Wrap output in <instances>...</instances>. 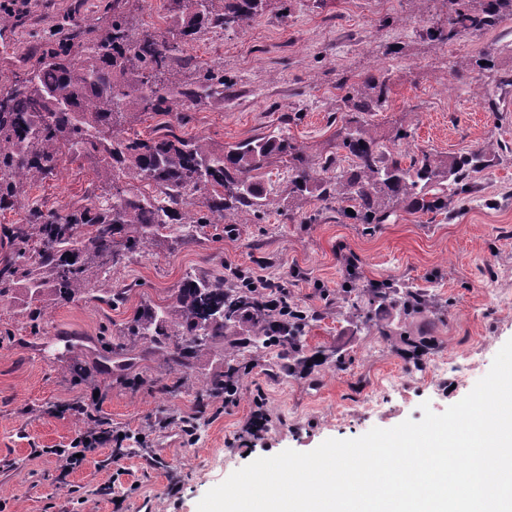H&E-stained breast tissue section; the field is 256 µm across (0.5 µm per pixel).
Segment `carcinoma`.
Here are the masks:
<instances>
[{
    "mask_svg": "<svg viewBox=\"0 0 512 512\" xmlns=\"http://www.w3.org/2000/svg\"><path fill=\"white\" fill-rule=\"evenodd\" d=\"M268 0H166L174 24L159 31L140 30L128 13L112 11L111 22L87 37L73 34L45 39L47 48L24 76L0 87V211L22 204L26 186L57 175L61 160L93 156L106 171L84 202L62 214L39 206L28 209L23 224L4 230L10 252L0 261V298L24 281L30 298L112 304L121 294L91 284L88 274L108 270L162 239L187 240L211 224L236 223L242 214L265 211L274 199L258 181V171L277 162L288 166L290 193L310 195L325 205L353 210L367 224H382L396 207L407 204L423 213L448 207V188H461L485 166L480 147L458 160L432 152L404 157L383 151L360 116L386 102V79L371 75L372 94L354 101L355 116L338 133L336 149L353 161L351 171L338 169V157L310 159L303 147L278 132L224 145L215 150L202 138L183 137L174 124L184 117L174 105L224 101L229 81L224 71L197 67V76L182 77L188 67L186 45L202 28L234 30L253 20ZM446 22L429 28L431 38L448 41L463 32L496 27L512 15V0H444ZM131 112L169 116L165 133L148 140L126 134ZM193 217H187L190 207ZM222 277L188 278L164 304H145L127 322L126 334L148 340L165 370L184 367L208 342L228 347L224 374L205 387L231 397L241 360L247 352H274L271 366L288 362V370L305 366L302 337L309 315L297 306L277 310L261 293L243 284L225 287ZM340 299L362 323L372 322V307L398 306L411 317L431 307L425 288L384 281L365 284L348 277ZM246 322L250 335L239 338ZM182 328L183 337L164 342L167 328Z\"/></svg>",
    "mask_w": 512,
    "mask_h": 512,
    "instance_id": "carcinoma-1",
    "label": "carcinoma"
}]
</instances>
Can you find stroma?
I'll list each match as a JSON object with an SVG mask.
<instances>
[{
	"label": "stroma",
	"mask_w": 512,
	"mask_h": 512,
	"mask_svg": "<svg viewBox=\"0 0 512 512\" xmlns=\"http://www.w3.org/2000/svg\"><path fill=\"white\" fill-rule=\"evenodd\" d=\"M446 13L442 0H271L247 27L198 32L187 56L223 67L233 87L223 102L185 106L178 134L220 149L279 131L325 155L365 77L381 74L386 102L366 121L385 150L452 158L482 147L490 164L447 209L401 208L382 224L289 195L287 168L273 166L261 180L275 203L260 217L155 243L112 268L121 301L51 302L36 330L25 289L0 299V512H79L81 498L93 512H197L211 488L255 459L418 421L422 403L440 413L473 389L472 378L438 390L418 379L436 356L464 365L480 344L498 350L512 339V16L430 40L427 28ZM111 18L112 0H29L0 33V85L36 62L54 29L100 30ZM100 169L87 158L62 161L57 177L28 186L23 208L0 211V226L21 223L36 204L69 211ZM346 255L366 281L429 289L441 310L405 318L377 307L369 327L351 318L336 299ZM231 270L286 284L288 303L313 314L303 337L313 362L291 373L255 353L227 401L200 385L223 372V346L202 347L170 373L124 327L185 277ZM414 340L429 350L413 355ZM389 381L383 414L361 413L365 394ZM76 401L125 439L66 473L54 450L89 427L70 411Z\"/></svg>",
	"instance_id": "stroma-1"
}]
</instances>
